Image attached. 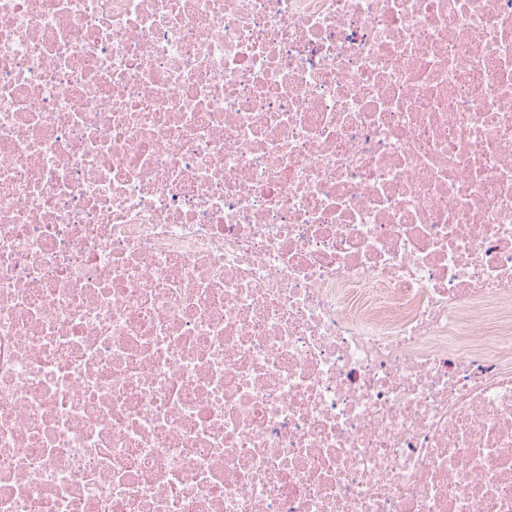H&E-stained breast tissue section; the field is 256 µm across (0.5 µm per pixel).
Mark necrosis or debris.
<instances>
[{"label": "necrosis or debris", "mask_w": 512, "mask_h": 512, "mask_svg": "<svg viewBox=\"0 0 512 512\" xmlns=\"http://www.w3.org/2000/svg\"><path fill=\"white\" fill-rule=\"evenodd\" d=\"M0 512H512V0H0Z\"/></svg>", "instance_id": "obj_1"}]
</instances>
